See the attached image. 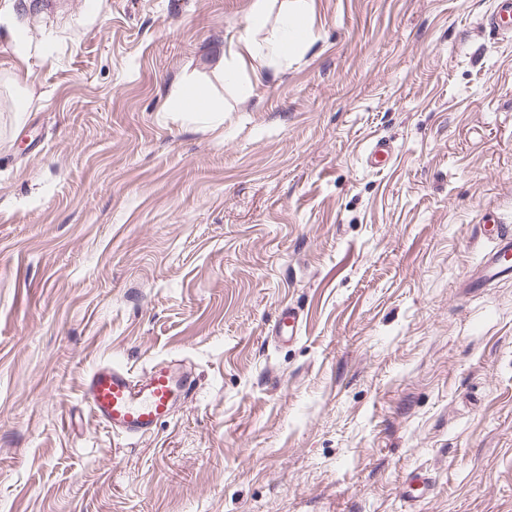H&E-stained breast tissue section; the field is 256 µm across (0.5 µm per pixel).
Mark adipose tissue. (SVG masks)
I'll return each instance as SVG.
<instances>
[{"label": "adipose tissue", "mask_w": 512, "mask_h": 512, "mask_svg": "<svg viewBox=\"0 0 512 512\" xmlns=\"http://www.w3.org/2000/svg\"><path fill=\"white\" fill-rule=\"evenodd\" d=\"M272 0H254L243 34L229 47L239 64H251L255 79H262L263 69L269 62L288 57L291 31L302 28L305 13H283L278 25H270Z\"/></svg>", "instance_id": "ef3b65f1"}]
</instances>
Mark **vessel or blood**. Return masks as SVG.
<instances>
[{"label": "vessel or blood", "instance_id": "1", "mask_svg": "<svg viewBox=\"0 0 512 512\" xmlns=\"http://www.w3.org/2000/svg\"><path fill=\"white\" fill-rule=\"evenodd\" d=\"M486 25L499 33L512 31V0H496ZM488 235L493 246L466 277L465 287L485 288L512 279V228L495 223ZM298 330L297 309H282L273 326L274 338L287 343L295 339ZM189 388L186 374L172 363L154 364L139 378L120 367L101 364L88 375L83 395L92 416L113 434L143 438L170 420ZM432 489L431 477L422 472L408 475L402 485L403 495L410 499Z\"/></svg>", "mask_w": 512, "mask_h": 512}]
</instances>
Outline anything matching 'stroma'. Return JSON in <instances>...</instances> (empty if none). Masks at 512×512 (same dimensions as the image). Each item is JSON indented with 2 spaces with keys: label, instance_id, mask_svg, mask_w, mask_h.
Wrapping results in <instances>:
<instances>
[{
  "label": "stroma",
  "instance_id": "stroma-1",
  "mask_svg": "<svg viewBox=\"0 0 512 512\" xmlns=\"http://www.w3.org/2000/svg\"><path fill=\"white\" fill-rule=\"evenodd\" d=\"M252 2L0 0V512H512V281L461 285L512 225L494 0H313L230 82ZM165 359L156 435L92 417ZM299 330V313L295 307L288 306L282 309L276 319L272 334L282 343L291 342L297 336ZM189 388L186 374L172 363H156L140 378L101 364L88 375L83 395L92 416L113 434L143 438L171 419ZM401 491L405 497L416 499L433 491V482L427 474L415 472L405 479Z\"/></svg>",
  "mask_w": 512,
  "mask_h": 512
}]
</instances>
